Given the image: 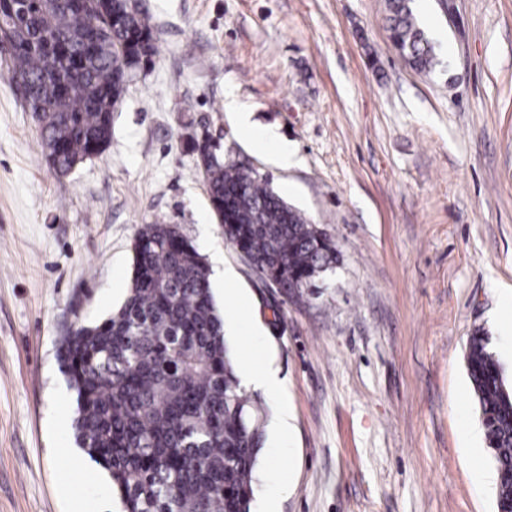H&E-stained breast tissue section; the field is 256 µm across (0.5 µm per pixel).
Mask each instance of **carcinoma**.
Wrapping results in <instances>:
<instances>
[{
	"label": "carcinoma",
	"instance_id": "1",
	"mask_svg": "<svg viewBox=\"0 0 512 512\" xmlns=\"http://www.w3.org/2000/svg\"><path fill=\"white\" fill-rule=\"evenodd\" d=\"M0 2L8 75L29 78L23 105L41 123L46 161L68 173L102 153L127 58L152 63L156 33L131 0ZM390 38L415 70L434 72L435 46L411 0H387ZM224 237L288 293L337 261L331 236L250 165L222 158L202 172ZM122 305L63 337L57 360L76 394L77 444L107 470L123 512H250L266 410L241 386L215 307L209 269L176 224H146L133 246ZM466 368L498 474L512 486V391L478 333Z\"/></svg>",
	"mask_w": 512,
	"mask_h": 512
}]
</instances>
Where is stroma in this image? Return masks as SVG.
I'll use <instances>...</instances> for the list:
<instances>
[{"label":"stroma","mask_w":512,"mask_h":512,"mask_svg":"<svg viewBox=\"0 0 512 512\" xmlns=\"http://www.w3.org/2000/svg\"><path fill=\"white\" fill-rule=\"evenodd\" d=\"M153 66L130 83L101 155L65 176L0 60V512H118L75 442L56 358L74 326L127 295L146 224L221 252L212 280L233 363L271 364L292 414L269 409L252 512H497L466 370L483 332L512 385V0H414L440 71L412 70L386 0H141ZM288 141L283 167L238 131ZM252 163L336 244L300 296L268 287L224 238L195 141ZM290 474L289 492L266 489ZM224 108L229 112L238 113L237 120L241 128V132L247 136L255 148L263 151L269 146L270 142L273 140L271 135L268 132L256 130V128L250 123L248 115L243 112H237L238 106L234 99H228L224 103Z\"/></svg>","instance_id":"35a3bbf8"}]
</instances>
